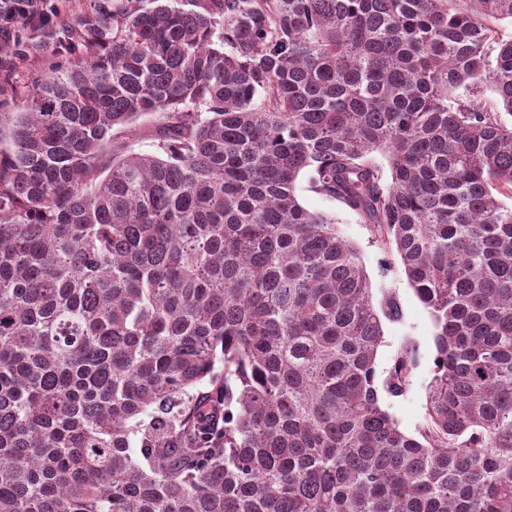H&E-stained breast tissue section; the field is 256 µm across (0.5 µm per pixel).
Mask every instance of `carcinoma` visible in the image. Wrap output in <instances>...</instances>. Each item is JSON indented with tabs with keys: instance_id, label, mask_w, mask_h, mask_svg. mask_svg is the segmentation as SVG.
Segmentation results:
<instances>
[{
	"instance_id": "obj_1",
	"label": "carcinoma",
	"mask_w": 512,
	"mask_h": 512,
	"mask_svg": "<svg viewBox=\"0 0 512 512\" xmlns=\"http://www.w3.org/2000/svg\"><path fill=\"white\" fill-rule=\"evenodd\" d=\"M504 20L512 0L61 18L69 59L0 147V512H512ZM145 116L153 152L112 137ZM303 175L434 321L416 435L382 403L410 344L376 379L400 307Z\"/></svg>"
}]
</instances>
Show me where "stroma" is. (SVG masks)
<instances>
[{"label":"stroma","mask_w":512,"mask_h":512,"mask_svg":"<svg viewBox=\"0 0 512 512\" xmlns=\"http://www.w3.org/2000/svg\"><path fill=\"white\" fill-rule=\"evenodd\" d=\"M67 39V31L49 25L21 24L11 33L0 34V115L18 111L25 91L61 59ZM297 194L309 210L335 215L339 232L362 257L375 296L390 291L398 299L402 318L383 324L384 338L377 352L376 372L378 377H385L401 345L408 340L414 343L416 366L411 386L402 396L385 397L384 405L401 429L415 433L425 421V388L435 355L433 320L414 294L399 261L383 265L386 251L370 225L338 203L313 192L306 179H299Z\"/></svg>","instance_id":"obj_1"}]
</instances>
